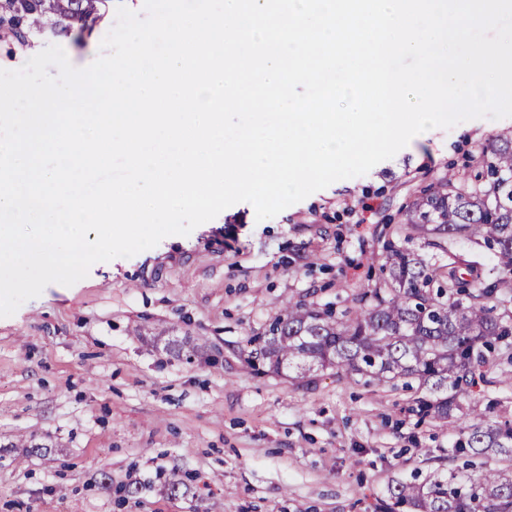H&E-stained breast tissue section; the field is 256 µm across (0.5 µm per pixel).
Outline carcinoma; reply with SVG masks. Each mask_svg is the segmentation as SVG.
Instances as JSON below:
<instances>
[{"instance_id": "carcinoma-1", "label": "carcinoma", "mask_w": 512, "mask_h": 512, "mask_svg": "<svg viewBox=\"0 0 512 512\" xmlns=\"http://www.w3.org/2000/svg\"><path fill=\"white\" fill-rule=\"evenodd\" d=\"M110 0H0V40L18 49L45 24L82 28L101 19ZM483 172L454 174L425 190L407 213V241L436 250L434 261L409 247L389 246L388 279L364 288L341 311L288 303L248 360L279 373L337 369L369 383L418 381L410 411L459 430L455 452L512 459V422L475 414L461 425L460 396L477 370L497 356L512 364V133L481 151ZM467 241L488 252L496 275L461 253ZM503 312L495 313L497 306ZM393 504L411 512H512V466L461 475L450 470L430 482L400 481Z\"/></svg>"}]
</instances>
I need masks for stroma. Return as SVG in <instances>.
Listing matches in <instances>:
<instances>
[{
    "label": "stroma",
    "instance_id": "1",
    "mask_svg": "<svg viewBox=\"0 0 512 512\" xmlns=\"http://www.w3.org/2000/svg\"><path fill=\"white\" fill-rule=\"evenodd\" d=\"M115 19L24 51L0 41V69L51 44L85 67ZM510 131L512 117L435 129L273 218L237 203L0 318V512H375L395 482L512 465L456 455L446 426L408 413L411 392L245 360L286 303L341 310L378 284L424 190L470 176ZM493 375L462 411L512 420V365Z\"/></svg>",
    "mask_w": 512,
    "mask_h": 512
}]
</instances>
